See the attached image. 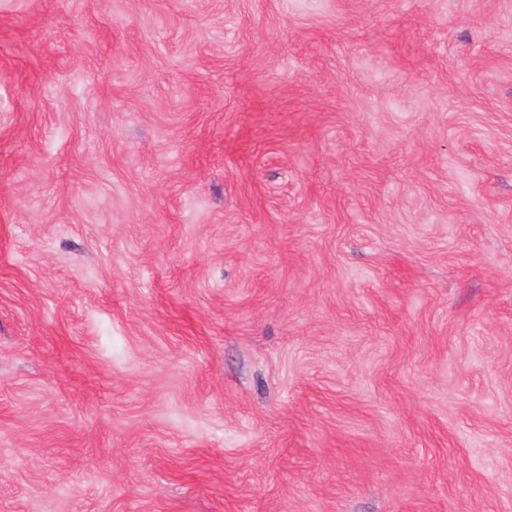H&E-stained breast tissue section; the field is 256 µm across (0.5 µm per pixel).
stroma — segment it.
Masks as SVG:
<instances>
[{"mask_svg": "<svg viewBox=\"0 0 512 512\" xmlns=\"http://www.w3.org/2000/svg\"><path fill=\"white\" fill-rule=\"evenodd\" d=\"M0 512H512V0H0Z\"/></svg>", "mask_w": 512, "mask_h": 512, "instance_id": "obj_1", "label": "stroma"}]
</instances>
